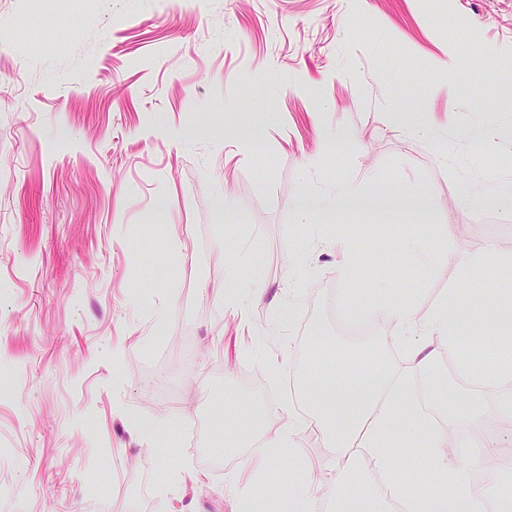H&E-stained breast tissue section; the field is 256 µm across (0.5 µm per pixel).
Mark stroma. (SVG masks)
Returning <instances> with one entry per match:
<instances>
[{
	"instance_id": "obj_1",
	"label": "stroma",
	"mask_w": 512,
	"mask_h": 512,
	"mask_svg": "<svg viewBox=\"0 0 512 512\" xmlns=\"http://www.w3.org/2000/svg\"><path fill=\"white\" fill-rule=\"evenodd\" d=\"M455 35L469 50L451 85L435 64ZM509 66L512 0H0V512H232L260 447L209 467L183 434L228 399L292 430L255 491L284 489L296 449L331 512L329 451L293 422L324 357L313 338L337 363L376 351L399 368L384 302L512 321V265L445 261L456 243L512 255V222L484 197L512 180ZM457 84L475 101L452 112ZM395 111L429 116L453 166L395 131ZM482 125L501 138L478 164ZM370 173L425 208L299 223L301 193ZM340 224L366 258L346 275ZM411 238L432 263L409 260Z\"/></svg>"
}]
</instances>
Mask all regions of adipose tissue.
I'll return each mask as SVG.
<instances>
[{"instance_id": "ef3b65f1", "label": "adipose tissue", "mask_w": 512, "mask_h": 512, "mask_svg": "<svg viewBox=\"0 0 512 512\" xmlns=\"http://www.w3.org/2000/svg\"><path fill=\"white\" fill-rule=\"evenodd\" d=\"M382 315L403 335V371L360 362L336 369L328 380L318 381L304 392L312 413L301 417V424L319 431L337 475L355 487L354 492L339 497L336 512H386L390 499L400 502L402 512H512L511 496L474 486L471 481L475 470L498 471L512 465L501 440L485 435L484 413L453 391L448 394V404L436 405L434 413H425L409 386L414 378L424 385L432 384L441 350L454 353L468 344L479 347L489 335L497 351L487 363L490 375L486 382L499 392L497 416L511 418L512 324L493 323L479 335L470 331L467 314L451 313L444 307L420 317L411 307L391 304ZM457 418L471 423L478 452L469 467L452 471L446 453L448 423ZM392 433L429 457L436 482L433 493H422L401 478L389 450L388 436ZM372 473L384 478L389 499L362 490L364 479Z\"/></svg>"}]
</instances>
